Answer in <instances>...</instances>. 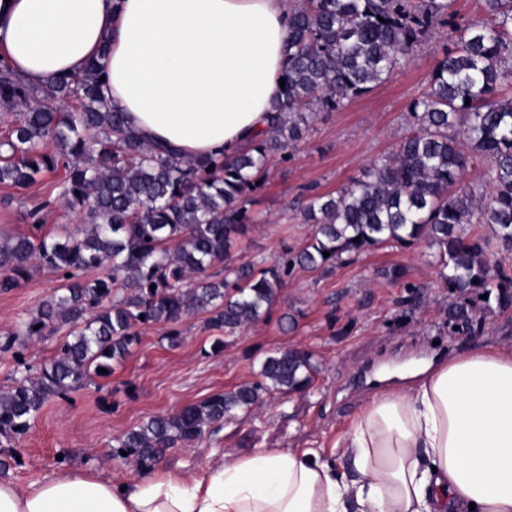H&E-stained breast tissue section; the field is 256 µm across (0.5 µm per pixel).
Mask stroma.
<instances>
[{
    "label": "stroma",
    "instance_id": "1",
    "mask_svg": "<svg viewBox=\"0 0 512 512\" xmlns=\"http://www.w3.org/2000/svg\"><path fill=\"white\" fill-rule=\"evenodd\" d=\"M452 46L448 31L430 35L387 82L314 120L290 158H273L253 195L254 210L266 220L234 244L233 254L270 264L284 249L300 248L312 227L291 210L295 197L310 185L336 191L388 156L411 129L409 106L427 88L435 59ZM58 181L54 174L28 189L0 185V233L27 232L29 211L43 200L45 231L82 225V213L57 200ZM394 268L401 279L389 278ZM438 272L434 250L422 243L390 244L329 274L295 270L269 318L225 337L218 354L211 350L217 332L205 328L203 316L181 323L182 341L174 347L164 326H141L140 344L111 376L44 406L15 447L20 465L5 478L26 487L67 469L114 482L137 480L139 471L111 456L116 437L151 417L253 382L267 355L299 349L318 366L310 387L265 396L193 446L169 450L155 469L200 471L221 454L248 457L260 448L315 449L354 479L351 459L337 442L378 389L380 374L401 387L410 368L443 357L491 347L512 351V307L481 315L472 331L455 332L442 312L448 291ZM58 285L52 272L34 267L17 288L0 292V330L26 319Z\"/></svg>",
    "mask_w": 512,
    "mask_h": 512
}]
</instances>
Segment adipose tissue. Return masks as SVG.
<instances>
[{
    "label": "adipose tissue",
    "instance_id": "1",
    "mask_svg": "<svg viewBox=\"0 0 512 512\" xmlns=\"http://www.w3.org/2000/svg\"><path fill=\"white\" fill-rule=\"evenodd\" d=\"M288 16V0H0V57L38 87L106 53L108 99L137 135L203 158L263 129ZM344 446L352 481L317 453L270 448L125 485L73 470L0 481V512H512V353L382 386Z\"/></svg>",
    "mask_w": 512,
    "mask_h": 512
}]
</instances>
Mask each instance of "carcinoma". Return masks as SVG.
<instances>
[{
  "label": "carcinoma",
  "mask_w": 512,
  "mask_h": 512,
  "mask_svg": "<svg viewBox=\"0 0 512 512\" xmlns=\"http://www.w3.org/2000/svg\"><path fill=\"white\" fill-rule=\"evenodd\" d=\"M482 3L487 18L467 24L456 21L455 0L291 6L284 87L265 129L228 156L192 158L142 142L110 107L101 80L106 45L81 78H53L41 88L15 80L0 59V104L24 107L0 135V184L22 189L62 171L58 198L86 221L82 234L33 224L28 234L0 237V292L17 287L32 266L61 281L19 327L0 334V352L68 327L48 361L24 366L0 390V444L23 438L49 400L112 375L140 342V326H165L176 346L179 324L206 314L207 327L232 335L272 313L297 266L328 274L370 250L424 242L438 251L448 326L467 332L477 314L512 307V272L488 240L466 236V225L486 224L512 249V96L502 94L512 85V0ZM444 27L455 49L436 61L428 90L410 105L411 132L392 155L338 191L297 203L314 225L299 251L270 266L236 262L231 241L252 223L247 196L264 184L270 158L285 157L319 113L388 81L422 39ZM474 158L490 165L486 200L461 187ZM219 265L222 272L213 271ZM316 371L300 350L269 356L258 380L123 433L112 457L150 467L264 395L309 387Z\"/></svg>",
  "instance_id": "1"
}]
</instances>
